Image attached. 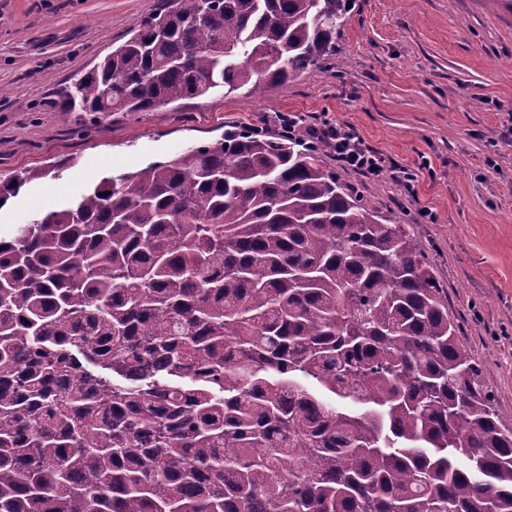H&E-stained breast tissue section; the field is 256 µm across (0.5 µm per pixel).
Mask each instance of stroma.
Returning a JSON list of instances; mask_svg holds the SVG:
<instances>
[{"mask_svg":"<svg viewBox=\"0 0 512 512\" xmlns=\"http://www.w3.org/2000/svg\"><path fill=\"white\" fill-rule=\"evenodd\" d=\"M165 0H0V181L63 165L0 209V239L73 201L105 174L166 160L275 115L328 118L415 176L338 168L382 215L405 224L458 321L483 385L512 429V0H352L336 61L285 87L207 95L147 112H61L71 79ZM435 221L416 223L418 209Z\"/></svg>","mask_w":512,"mask_h":512,"instance_id":"stroma-1","label":"stroma"}]
</instances>
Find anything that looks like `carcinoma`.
<instances>
[{
    "label": "carcinoma",
    "instance_id": "obj_1",
    "mask_svg": "<svg viewBox=\"0 0 512 512\" xmlns=\"http://www.w3.org/2000/svg\"><path fill=\"white\" fill-rule=\"evenodd\" d=\"M348 7L168 0L59 106L286 86ZM0 512H512V430L404 225L231 130L0 240Z\"/></svg>",
    "mask_w": 512,
    "mask_h": 512
}]
</instances>
